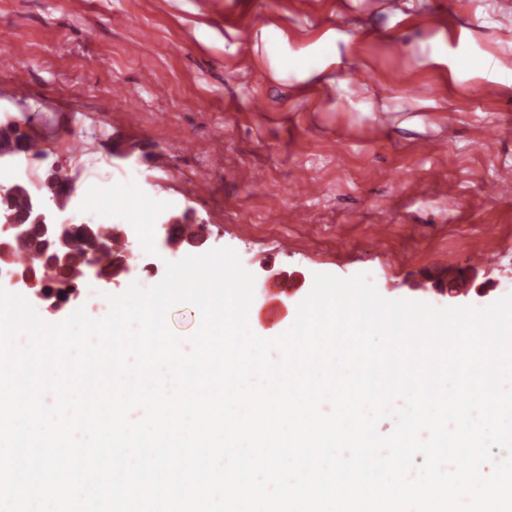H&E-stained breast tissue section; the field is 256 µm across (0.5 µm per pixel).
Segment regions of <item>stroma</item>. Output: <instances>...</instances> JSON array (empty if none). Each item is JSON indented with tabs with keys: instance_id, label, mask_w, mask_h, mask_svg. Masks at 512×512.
Instances as JSON below:
<instances>
[{
	"instance_id": "35a3bbf8",
	"label": "stroma",
	"mask_w": 512,
	"mask_h": 512,
	"mask_svg": "<svg viewBox=\"0 0 512 512\" xmlns=\"http://www.w3.org/2000/svg\"><path fill=\"white\" fill-rule=\"evenodd\" d=\"M0 113L47 150L38 179L80 172L61 142L82 125L92 174L247 256L261 337L293 325L318 273L438 307L512 294V197L489 195L512 167V0H0ZM302 168L322 192L296 208ZM379 224L396 227L381 245Z\"/></svg>"
}]
</instances>
